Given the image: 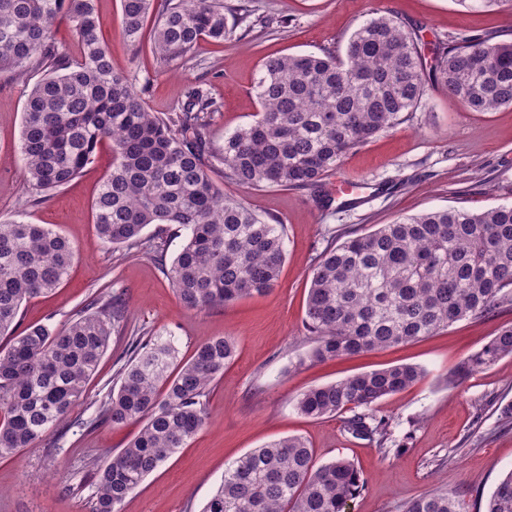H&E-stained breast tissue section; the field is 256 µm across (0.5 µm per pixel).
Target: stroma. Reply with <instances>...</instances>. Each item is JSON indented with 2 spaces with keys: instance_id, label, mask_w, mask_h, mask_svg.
I'll return each instance as SVG.
<instances>
[{
  "instance_id": "35a3bbf8",
  "label": "stroma",
  "mask_w": 512,
  "mask_h": 512,
  "mask_svg": "<svg viewBox=\"0 0 512 512\" xmlns=\"http://www.w3.org/2000/svg\"><path fill=\"white\" fill-rule=\"evenodd\" d=\"M243 9L250 27H238L224 42L200 39L189 59L166 64L153 50L151 31L136 43L123 36L121 0L97 2L112 66L146 82L142 98L150 111H173L188 87L206 83L220 105L209 127L217 149L225 135L254 120L259 110L254 86L265 58L343 54L351 34L377 14L401 17L429 64L454 33L512 41L511 9L470 11L456 0H224L225 13ZM40 77L37 70L23 76L0 71V219L49 225L71 243L75 257L60 288L22 305L18 325L63 326L106 284L124 294L130 319L126 330L113 333L86 400L69 419L34 447L0 459V512H90L95 467L141 429L135 421L116 427L98 421L97 407L112 387L117 361L142 330L170 338L185 360L218 336L233 337L237 352L210 387L207 424L145 478L122 512H201L228 464L288 436L307 440L318 463L344 457L358 466L367 485L349 512H402L405 503L440 488L460 492L467 512H484L499 480L512 471V421L499 412L512 403V356L463 383L449 378L502 326L512 324V306L409 344L326 362L312 359L304 318L319 253L348 233L374 230L400 215L512 204V107L473 112L431 88L412 117L350 150L326 174L324 190L333 197L328 207L307 191L242 189L216 174L225 194L284 224L286 259L269 292L189 311L162 267L179 252L183 233L149 226L145 234L152 248L137 257L125 256L96 234L91 207L112 167L108 148L46 203L29 206L32 191L18 143L26 94ZM348 181L355 185L352 206L338 194L340 183ZM398 364L424 372L418 383L377 405L393 440L404 444L401 453L384 454L374 443L353 438L344 430V415L317 419L296 409L297 398L309 388Z\"/></svg>"
}]
</instances>
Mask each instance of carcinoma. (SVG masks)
<instances>
[{
  "label": "carcinoma",
  "instance_id": "carcinoma-1",
  "mask_svg": "<svg viewBox=\"0 0 512 512\" xmlns=\"http://www.w3.org/2000/svg\"><path fill=\"white\" fill-rule=\"evenodd\" d=\"M155 53L184 60L197 39L224 41V0H122L121 28L139 40L149 18ZM67 24L80 56L60 49ZM96 0H0V70L19 76L47 71L29 91L19 153L37 206L112 149V170L92 203L100 239L146 252L152 224L185 231L165 272L187 310H202L273 288L285 261L282 224L259 217L224 194L219 170L236 186L318 191L323 176L348 151L393 129L416 111L430 85L474 112L512 106V43H489L464 32L448 37L434 64L423 62L418 39L398 17L378 15L350 36L345 54L281 55L264 60L255 84L256 119L224 137H208L218 106L201 85L184 92L177 109L160 116L135 91L136 76L112 68L100 40ZM73 259L68 240L45 224L0 222V459L31 448L64 423L86 397L112 333L128 325L127 302L104 290L61 328L32 325L15 333L23 303L64 282ZM512 304V204L478 213L462 209L402 216L324 249L308 288L305 326L318 361L355 356L418 340L466 318L481 319ZM235 344L221 336L177 361L173 342L136 339L100 404L114 426L142 421L136 438L96 471L91 512H122L126 498L207 422L210 386L232 361ZM512 356V326L502 328L450 376L453 384L477 368ZM421 369L396 365L312 387L297 410L322 418L352 415L356 439L389 440V422L374 406L417 382ZM365 489L355 464L339 457L317 463L300 437L245 453L202 512H345ZM402 512H466L456 492L435 490ZM485 512H512V471L491 494Z\"/></svg>",
  "mask_w": 512,
  "mask_h": 512
}]
</instances>
